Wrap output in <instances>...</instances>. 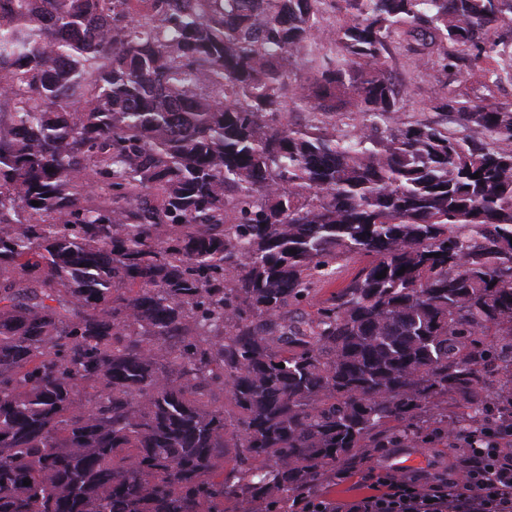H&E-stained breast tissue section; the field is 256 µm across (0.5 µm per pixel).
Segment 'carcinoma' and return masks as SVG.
Returning a JSON list of instances; mask_svg holds the SVG:
<instances>
[{"label": "carcinoma", "instance_id": "carcinoma-1", "mask_svg": "<svg viewBox=\"0 0 512 512\" xmlns=\"http://www.w3.org/2000/svg\"><path fill=\"white\" fill-rule=\"evenodd\" d=\"M323 2L0 0V512H285L512 415V109L406 122L386 68L463 49L491 91L512 0ZM330 45L323 42L319 45H313L306 54L300 56L296 63L290 66L292 70V79L296 78L298 81H304L307 78H312L315 72L314 66L322 56L329 54ZM361 267L360 260L350 261L343 267L336 270L335 279L329 283L324 285L321 291L313 298L310 305L305 307L306 313L313 314L317 308V305L320 301L327 298L332 292H336L339 288H342L357 272V270Z\"/></svg>", "mask_w": 512, "mask_h": 512}]
</instances>
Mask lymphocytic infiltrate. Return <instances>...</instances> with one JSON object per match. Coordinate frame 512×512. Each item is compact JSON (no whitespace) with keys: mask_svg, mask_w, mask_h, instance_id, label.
<instances>
[{"mask_svg":"<svg viewBox=\"0 0 512 512\" xmlns=\"http://www.w3.org/2000/svg\"><path fill=\"white\" fill-rule=\"evenodd\" d=\"M457 440L462 453L444 472L405 474L360 460L332 479L357 478L361 495L340 500L301 491L291 498L289 512H512V419L458 434Z\"/></svg>","mask_w":512,"mask_h":512,"instance_id":"obj_1","label":"lymphocytic infiltrate"}]
</instances>
